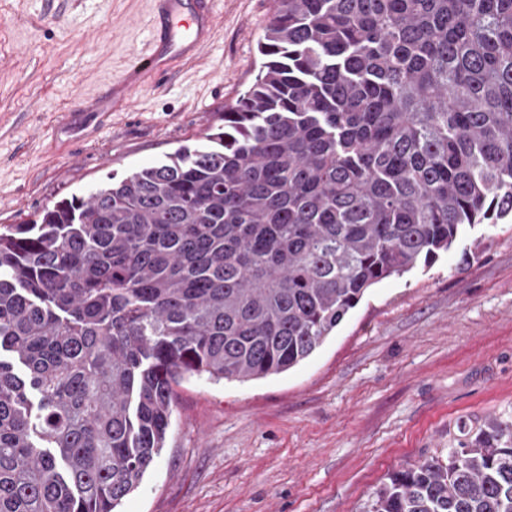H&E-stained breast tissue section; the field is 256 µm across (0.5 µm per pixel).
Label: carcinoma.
Listing matches in <instances>:
<instances>
[{
    "label": "carcinoma",
    "instance_id": "obj_1",
    "mask_svg": "<svg viewBox=\"0 0 512 512\" xmlns=\"http://www.w3.org/2000/svg\"><path fill=\"white\" fill-rule=\"evenodd\" d=\"M206 142L0 232V512H115L185 374L309 358L367 290L512 215V0H275ZM363 512H512V417Z\"/></svg>",
    "mask_w": 512,
    "mask_h": 512
}]
</instances>
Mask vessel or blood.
<instances>
[{
	"label": "vessel or blood",
	"mask_w": 512,
	"mask_h": 512,
	"mask_svg": "<svg viewBox=\"0 0 512 512\" xmlns=\"http://www.w3.org/2000/svg\"><path fill=\"white\" fill-rule=\"evenodd\" d=\"M148 50H136L123 76L114 83L113 95L128 98L141 90L146 78L161 75L174 58L195 57L211 36L215 0H194L185 12L183 0H153Z\"/></svg>",
	"instance_id": "b4317fda"
}]
</instances>
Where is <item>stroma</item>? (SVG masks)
<instances>
[{"mask_svg":"<svg viewBox=\"0 0 512 512\" xmlns=\"http://www.w3.org/2000/svg\"><path fill=\"white\" fill-rule=\"evenodd\" d=\"M272 7L217 0L210 46L128 103L112 83L149 45L152 0H0V226L222 125ZM174 391L166 446L119 512H361L460 420L512 412V219L374 286L288 372Z\"/></svg>","mask_w":512,"mask_h":512,"instance_id":"1","label":"stroma"}]
</instances>
